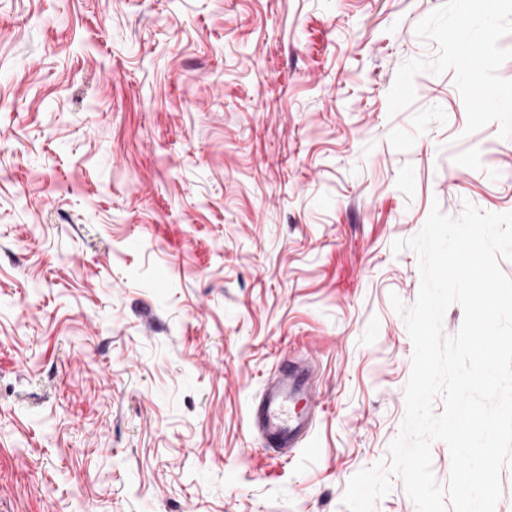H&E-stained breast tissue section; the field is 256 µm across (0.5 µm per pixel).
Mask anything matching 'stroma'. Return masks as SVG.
Listing matches in <instances>:
<instances>
[{"instance_id":"35a3bbf8","label":"stroma","mask_w":512,"mask_h":512,"mask_svg":"<svg viewBox=\"0 0 512 512\" xmlns=\"http://www.w3.org/2000/svg\"><path fill=\"white\" fill-rule=\"evenodd\" d=\"M468 204L512 212V0H0V512H348L405 415V242ZM287 353L288 461L248 420ZM317 374L309 358H283L267 378L249 411V423L262 439L263 450L287 456L307 444L314 429ZM304 402L295 412L292 406Z\"/></svg>"}]
</instances>
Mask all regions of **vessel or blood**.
I'll return each instance as SVG.
<instances>
[{
    "mask_svg": "<svg viewBox=\"0 0 512 512\" xmlns=\"http://www.w3.org/2000/svg\"><path fill=\"white\" fill-rule=\"evenodd\" d=\"M317 374L310 359L279 361L250 407L249 423L265 450L290 453L307 443L314 429Z\"/></svg>",
    "mask_w": 512,
    "mask_h": 512,
    "instance_id": "1",
    "label": "vessel or blood"
}]
</instances>
